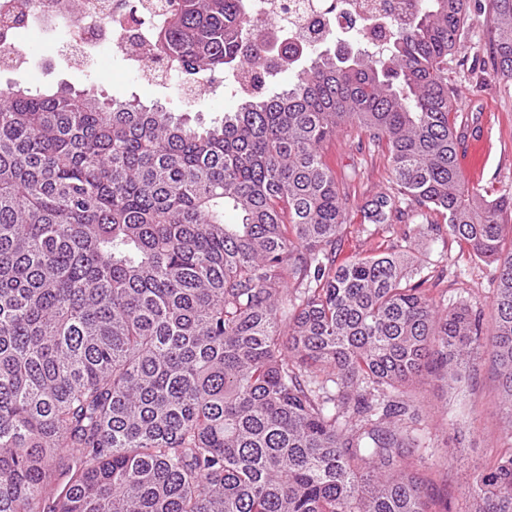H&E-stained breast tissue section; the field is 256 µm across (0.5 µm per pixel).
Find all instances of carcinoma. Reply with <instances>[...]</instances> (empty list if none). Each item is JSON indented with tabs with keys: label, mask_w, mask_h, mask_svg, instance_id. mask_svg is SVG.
I'll use <instances>...</instances> for the list:
<instances>
[{
	"label": "carcinoma",
	"mask_w": 512,
	"mask_h": 512,
	"mask_svg": "<svg viewBox=\"0 0 512 512\" xmlns=\"http://www.w3.org/2000/svg\"><path fill=\"white\" fill-rule=\"evenodd\" d=\"M384 51L283 47L244 0H166L152 50L215 90L257 91L195 129L136 100L0 85V512H430L410 387L489 349L510 436L468 512H512V247L457 166L448 56L466 0H411ZM512 80V0H490ZM344 124L386 148L364 219L440 213L495 265L493 317L412 281L402 249L336 264ZM228 209L236 224L224 222Z\"/></svg>",
	"instance_id": "1"
}]
</instances>
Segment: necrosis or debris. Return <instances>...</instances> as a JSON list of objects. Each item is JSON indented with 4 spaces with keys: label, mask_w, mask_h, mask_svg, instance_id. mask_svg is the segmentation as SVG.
<instances>
[{
    "label": "necrosis or debris",
    "mask_w": 512,
    "mask_h": 512,
    "mask_svg": "<svg viewBox=\"0 0 512 512\" xmlns=\"http://www.w3.org/2000/svg\"><path fill=\"white\" fill-rule=\"evenodd\" d=\"M293 2L296 9L288 13L283 10L284 0H248L247 8L272 28L288 30L294 39L322 37L335 28L340 42L352 41L343 19L315 11L316 0ZM15 16L21 19L16 34L56 45L53 60L70 67L81 69L109 56L121 58L147 83L167 84L175 78L171 64L155 63L148 42L129 35L112 0H0V22Z\"/></svg>",
    "instance_id": "obj_1"
}]
</instances>
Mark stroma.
<instances>
[{
    "label": "stroma",
    "instance_id": "obj_1",
    "mask_svg": "<svg viewBox=\"0 0 512 512\" xmlns=\"http://www.w3.org/2000/svg\"><path fill=\"white\" fill-rule=\"evenodd\" d=\"M489 11V0H469V25L448 58V86L466 121L461 149H468L474 135L486 138V163L477 188L494 199L512 197V81L500 79L496 73L490 50ZM9 80L30 86L64 82L77 88L93 87L106 95L120 91L144 104H162L205 122L236 106L235 98L220 89L185 101L175 89L143 82L119 58L107 59L96 69L73 70L57 63L27 75L0 72L1 83ZM323 152L337 178L343 180L347 194L348 219L337 263L379 247L407 243L425 264L426 286L434 294L490 313L494 265L460 253L457 243L443 230L440 214L412 210L377 235L363 233L364 206L392 188L385 149L373 147L365 133L348 125L325 143ZM477 363V371L457 389H448L432 372L424 373L412 387L411 395L423 414L421 436L427 446V474L432 480L428 492L434 512L445 507L463 512L469 472L499 452L503 437L496 408L499 379L488 352H480Z\"/></svg>",
    "mask_w": 512,
    "mask_h": 512
}]
</instances>
